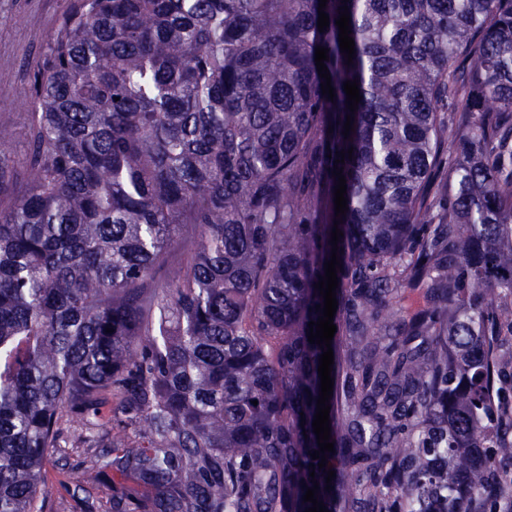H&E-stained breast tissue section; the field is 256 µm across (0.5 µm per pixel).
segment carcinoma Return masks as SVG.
Instances as JSON below:
<instances>
[{
  "label": "carcinoma",
  "mask_w": 512,
  "mask_h": 512,
  "mask_svg": "<svg viewBox=\"0 0 512 512\" xmlns=\"http://www.w3.org/2000/svg\"><path fill=\"white\" fill-rule=\"evenodd\" d=\"M319 2L69 0L23 160L0 128V512H44L73 413L113 456L85 482L111 467L153 491L112 486L115 512H305L314 479L329 512L512 498V405L492 394L512 326V0H328L322 32ZM459 95L450 127L437 103ZM335 226L321 469L308 323ZM424 279L406 318L401 290Z\"/></svg>",
  "instance_id": "carcinoma-1"
}]
</instances>
